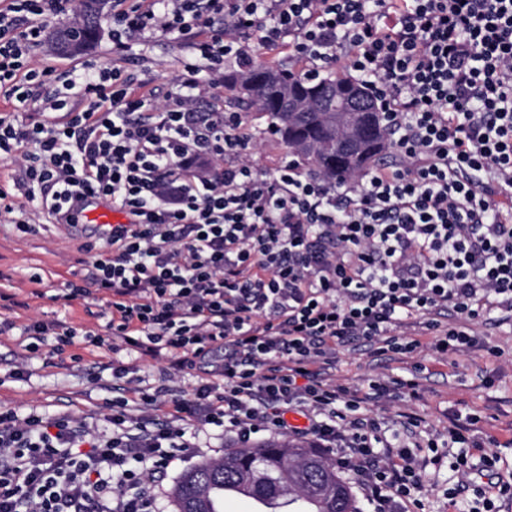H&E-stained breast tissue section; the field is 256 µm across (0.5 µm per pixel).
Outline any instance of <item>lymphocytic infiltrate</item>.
I'll list each match as a JSON object with an SVG mask.
<instances>
[{"label":"lymphocytic infiltrate","instance_id":"1","mask_svg":"<svg viewBox=\"0 0 512 512\" xmlns=\"http://www.w3.org/2000/svg\"><path fill=\"white\" fill-rule=\"evenodd\" d=\"M50 17L77 23L74 0L0 9V96L59 115L1 113L0 160L56 223H76L88 194L126 215L88 262L112 309L93 345L167 361L171 376L213 369L162 423L150 412L164 386L134 405L113 397L101 427L0 411V512H154L155 486L189 446L183 413L243 447L260 433L312 438L356 477L367 512H409L424 489L413 452L325 372L355 341L413 354L403 329L417 320L448 355L475 346L487 313L512 314V0H128L112 15L113 50L158 31L190 49L161 104L109 67L45 90L52 70L35 51ZM242 34L367 84L394 159L339 181L293 163L254 170L242 118L196 106L226 61L246 58ZM22 333L28 351L60 354L78 331L36 320ZM292 410L307 427L288 424ZM476 422L426 442L459 445L465 476Z\"/></svg>","mask_w":512,"mask_h":512}]
</instances>
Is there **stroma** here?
Returning a JSON list of instances; mask_svg holds the SVG:
<instances>
[{
  "instance_id": "1",
  "label": "stroma",
  "mask_w": 512,
  "mask_h": 512,
  "mask_svg": "<svg viewBox=\"0 0 512 512\" xmlns=\"http://www.w3.org/2000/svg\"><path fill=\"white\" fill-rule=\"evenodd\" d=\"M100 25L99 40L85 53L61 57L44 46L39 50L40 58L58 75L87 67L114 66L144 81L150 89L169 87L187 54L181 40L163 33L146 43L135 38L127 51L117 55L110 37L111 13H104ZM243 118L258 135L249 160L259 172L273 173L291 161L292 154L281 137L265 135L266 116L250 109L244 111ZM100 245L92 224L62 226L39 217L34 231L23 233L14 225L0 222V290L14 300L10 308H0V319L14 324L12 330L0 334V411L12 410L21 416L34 408L46 414L68 411L99 423L115 388L125 389L131 397L137 384H160L164 376L162 362L140 359L124 350L101 349L85 338L89 332L104 333L112 316L106 299L85 278L87 250ZM70 281L82 286L85 296L65 299V285ZM33 320H62L77 328L79 335L70 353L55 355L45 345L38 353L26 355L20 328ZM474 330L475 347L444 358L425 346L410 357L375 356L355 342L337 348L335 375L337 381L364 393L369 379L378 375L406 379L413 363H421L419 399L372 401L369 409L390 419L401 411L415 413L423 421V430L433 434L446 432L457 415H476L473 435L486 452L497 455L496 479L512 482V320L503 319L496 311L485 315ZM493 347L499 349V356L490 355ZM20 360L26 361L28 375L16 380L10 371ZM117 366L129 368V375L113 377L112 370ZM232 445V440L217 434L194 439L192 448L173 464L159 486L157 512H174L169 493L185 470L201 461L223 457ZM456 455L453 448L417 452V461L426 464L421 512H479L481 504L472 493L459 495L454 501L446 495L460 480L454 468Z\"/></svg>"
}]
</instances>
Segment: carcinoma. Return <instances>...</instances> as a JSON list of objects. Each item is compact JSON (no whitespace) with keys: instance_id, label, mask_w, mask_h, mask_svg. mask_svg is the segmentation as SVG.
<instances>
[{"instance_id":"obj_1","label":"carcinoma","mask_w":512,"mask_h":512,"mask_svg":"<svg viewBox=\"0 0 512 512\" xmlns=\"http://www.w3.org/2000/svg\"><path fill=\"white\" fill-rule=\"evenodd\" d=\"M107 0H78L79 22L60 24L49 36V46L60 56H75L99 37V22ZM272 85V92L283 99L306 97L317 87L336 86L338 78L302 77L273 61L254 63L247 60L238 70L224 76L229 104L238 108H256L268 124L285 140L288 147L315 172L329 179L348 176L376 162L388 147L384 129L368 133L360 125L345 128L341 136L350 142L343 153L326 133L327 113L282 111L270 99L261 105L253 95L259 80ZM229 486H240L251 497L266 501L288 499L316 502L317 512H362L351 486L337 472L326 454L299 444L268 441L255 447L228 448L219 461H202L183 472L174 483L170 497L175 512H214L211 494Z\"/></svg>"}]
</instances>
